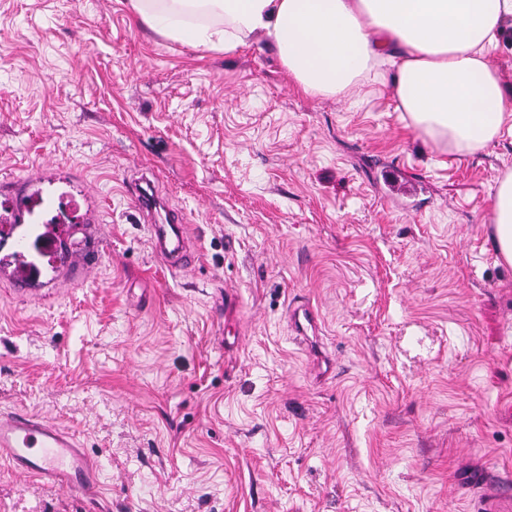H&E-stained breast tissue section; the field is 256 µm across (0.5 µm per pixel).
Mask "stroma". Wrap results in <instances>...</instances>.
<instances>
[{"label":"stroma","instance_id":"35a3bbf8","mask_svg":"<svg viewBox=\"0 0 512 512\" xmlns=\"http://www.w3.org/2000/svg\"><path fill=\"white\" fill-rule=\"evenodd\" d=\"M296 89L259 40L163 38L128 0H0V181L94 206L96 269L0 280V411L53 419L99 467L97 512H479L512 481V266L490 193L512 138L431 150L394 112ZM422 185L387 203L377 172ZM150 179L192 237L156 254ZM319 314L292 329L293 307ZM0 512H86L0 460ZM41 176L42 170L36 169L27 176L21 177L12 182L6 187L4 192L10 194L16 203L21 206L24 196L40 182Z\"/></svg>","mask_w":512,"mask_h":512}]
</instances>
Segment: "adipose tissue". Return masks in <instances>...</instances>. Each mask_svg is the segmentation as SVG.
<instances>
[{
	"label": "adipose tissue",
	"mask_w": 512,
	"mask_h": 512,
	"mask_svg": "<svg viewBox=\"0 0 512 512\" xmlns=\"http://www.w3.org/2000/svg\"><path fill=\"white\" fill-rule=\"evenodd\" d=\"M134 20L194 46L271 45L304 94L357 96L394 68L396 109L438 151L475 155L512 137L495 52L512 0H129ZM496 252L512 266V171L492 191Z\"/></svg>",
	"instance_id": "obj_1"
}]
</instances>
